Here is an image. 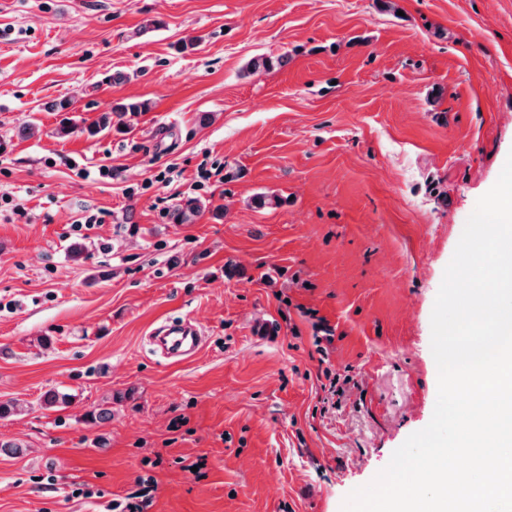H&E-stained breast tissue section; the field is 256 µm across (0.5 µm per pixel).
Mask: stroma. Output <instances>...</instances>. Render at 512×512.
<instances>
[{
    "instance_id": "obj_1",
    "label": "stroma",
    "mask_w": 512,
    "mask_h": 512,
    "mask_svg": "<svg viewBox=\"0 0 512 512\" xmlns=\"http://www.w3.org/2000/svg\"><path fill=\"white\" fill-rule=\"evenodd\" d=\"M511 153L512 0H0V512H341L432 418L434 301ZM185 317L201 351L152 353ZM150 104L145 101H125L112 105L110 112L102 113L97 119L90 132H101L112 128V123L122 125L123 118L126 116H135L140 112H148ZM205 208L204 203L197 198H185L169 213L172 224H191ZM152 350L166 359L184 361L194 357L206 344L204 333L191 319L163 322L149 332Z\"/></svg>"
}]
</instances>
